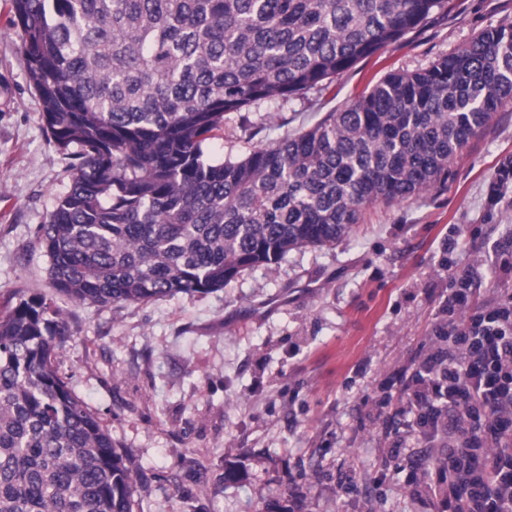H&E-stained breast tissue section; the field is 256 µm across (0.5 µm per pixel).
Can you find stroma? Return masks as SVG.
<instances>
[{"label": "stroma", "instance_id": "35a3bbf8", "mask_svg": "<svg viewBox=\"0 0 512 512\" xmlns=\"http://www.w3.org/2000/svg\"><path fill=\"white\" fill-rule=\"evenodd\" d=\"M6 11L0 0V306L37 295L61 310L69 334L55 367L136 475L138 512H438L412 482L437 450L411 435L399 399L438 349L449 276L477 307L512 289L492 262L512 256V181L489 189L512 160V101L445 187L370 206L334 245L291 251L219 291L79 304L56 294L36 237L70 160ZM500 23H512V0H450L313 100L266 114L263 137L311 127L388 72Z\"/></svg>", "mask_w": 512, "mask_h": 512}]
</instances>
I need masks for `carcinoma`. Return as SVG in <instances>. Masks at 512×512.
Listing matches in <instances>:
<instances>
[{
    "instance_id": "cac0c4a2",
    "label": "carcinoma",
    "mask_w": 512,
    "mask_h": 512,
    "mask_svg": "<svg viewBox=\"0 0 512 512\" xmlns=\"http://www.w3.org/2000/svg\"><path fill=\"white\" fill-rule=\"evenodd\" d=\"M448 0H9L45 128L75 163L37 241L97 306L220 290L330 246L377 203L448 182L512 101V23L395 70L314 126L210 152L225 116L278 112L423 28ZM67 325L0 308V512H134V478L58 375Z\"/></svg>"
}]
</instances>
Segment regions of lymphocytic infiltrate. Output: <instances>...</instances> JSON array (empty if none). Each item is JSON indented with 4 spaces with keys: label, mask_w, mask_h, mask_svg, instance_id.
I'll list each match as a JSON object with an SVG mask.
<instances>
[{
    "label": "lymphocytic infiltrate",
    "mask_w": 512,
    "mask_h": 512,
    "mask_svg": "<svg viewBox=\"0 0 512 512\" xmlns=\"http://www.w3.org/2000/svg\"><path fill=\"white\" fill-rule=\"evenodd\" d=\"M445 304L453 350L405 384L416 431L448 443L422 483L445 512H512V292L473 311L467 289L452 287Z\"/></svg>",
    "instance_id": "f902f5d3"
}]
</instances>
